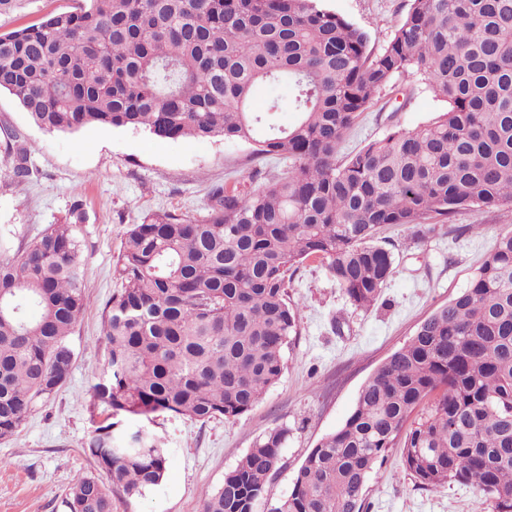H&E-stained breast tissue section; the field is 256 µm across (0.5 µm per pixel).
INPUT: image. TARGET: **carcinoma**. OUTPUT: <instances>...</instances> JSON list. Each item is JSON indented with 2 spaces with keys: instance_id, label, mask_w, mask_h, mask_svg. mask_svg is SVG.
<instances>
[{
  "instance_id": "cac0c4a2",
  "label": "carcinoma",
  "mask_w": 512,
  "mask_h": 512,
  "mask_svg": "<svg viewBox=\"0 0 512 512\" xmlns=\"http://www.w3.org/2000/svg\"><path fill=\"white\" fill-rule=\"evenodd\" d=\"M405 73L446 109L337 159ZM261 83L288 84L293 125L275 123L276 102L252 109ZM0 92L47 131L221 137L288 164L256 193L214 189L201 219L165 211L127 231L91 392L88 450L108 462L107 481L77 478L69 512H112V492L136 498L162 482L167 454L148 428L159 414L229 420L262 400L298 335L289 273L303 262L322 260L367 309L393 273L379 227L512 208V0H411L379 53L323 0H84L0 34ZM4 153L16 178L29 176L26 146L8 139ZM84 278L68 224L0 254V440L70 377ZM287 437L275 428L257 440L202 512H253ZM393 448L417 486L470 484L492 512H512V231L376 369L269 512H364L369 473Z\"/></svg>"
}]
</instances>
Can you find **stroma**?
I'll use <instances>...</instances> for the list:
<instances>
[{
	"label": "stroma",
	"mask_w": 512,
	"mask_h": 512,
	"mask_svg": "<svg viewBox=\"0 0 512 512\" xmlns=\"http://www.w3.org/2000/svg\"><path fill=\"white\" fill-rule=\"evenodd\" d=\"M410 4L326 0L328 9L367 32L375 52L392 37ZM75 5L76 0H23L14 12L0 15V33L38 24ZM443 109L415 79L397 77L360 115L339 151L360 149L397 129H418ZM4 130L28 148L33 173L16 182L11 161L0 157V251L15 254L49 225L69 220L73 203H80L82 218L74 233L85 258L89 305L69 338L74 366L68 382L51 400L36 403L15 436L0 440V512H69L71 484L98 473L87 448L94 429L88 391L104 368L103 314L120 286L113 266L126 231L157 212L202 216L212 187L232 184L250 194L286 165L272 163L255 175L250 146L221 138L167 139L101 126L49 132L1 92ZM509 229L512 209L485 207L462 210L447 224L432 219L382 227L377 241L393 253L394 270L368 309L351 304L322 262H304L289 290L302 312L280 381L235 420L202 424L171 414L155 418L151 428L168 455L166 476L137 498L113 493L112 512H201L204 500L254 442L284 427L288 440L279 468L254 507V512H269L287 496L312 448L349 416L377 367L413 337L426 317L468 287L498 235ZM367 487L366 512H491L486 497L471 485L421 489L403 471L396 449L373 469Z\"/></svg>",
	"instance_id": "1"
}]
</instances>
